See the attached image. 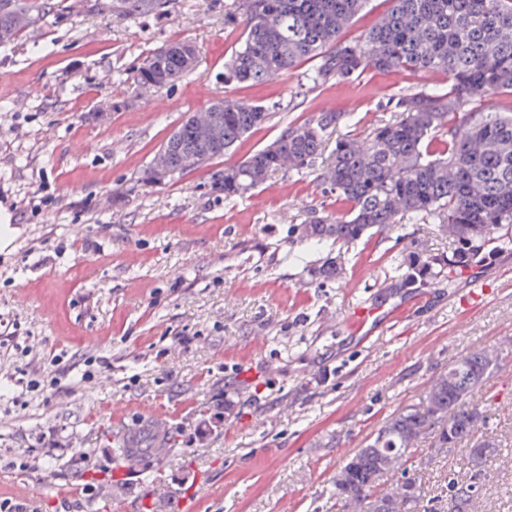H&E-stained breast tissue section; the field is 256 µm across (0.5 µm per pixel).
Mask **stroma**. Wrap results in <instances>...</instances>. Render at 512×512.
<instances>
[{"mask_svg": "<svg viewBox=\"0 0 512 512\" xmlns=\"http://www.w3.org/2000/svg\"><path fill=\"white\" fill-rule=\"evenodd\" d=\"M55 7L14 42L0 44V200L19 230L0 247V492L28 512H178L189 492L197 512H333L339 467L401 407L419 402L451 361L512 336V245L485 244L449 266L427 301L361 338L356 307L369 305L390 259L411 245L452 254L434 224L396 225L341 249L343 274L316 267L326 249L300 242L296 225L341 210L323 164L275 173L241 197L213 192L206 172L161 184L139 172L189 113L220 98L262 105L270 121L214 168L272 142L291 122L333 102L347 132L393 117L389 98L444 87L440 72L365 70L312 86L305 61L272 81L224 80L241 30L225 24L234 0H168L131 17L94 0ZM189 40L199 63L159 90L150 106L132 71L152 50ZM119 103L100 117L101 103ZM492 277L477 308L460 297L476 275ZM5 336L26 345L15 360ZM67 371L54 395L21 394L20 372ZM107 368L82 380L87 358ZM491 413L503 455L475 512H512V351L474 392ZM213 428L199 435L198 424ZM164 425L166 456L127 463L108 479L115 438ZM62 444L46 455L41 440ZM460 452H417L427 500L448 512L449 472L468 474ZM68 487L58 500L54 489Z\"/></svg>", "mask_w": 512, "mask_h": 512, "instance_id": "35a3bbf8", "label": "stroma"}]
</instances>
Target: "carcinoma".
Returning a JSON list of instances; mask_svg holds the SVG:
<instances>
[{
    "mask_svg": "<svg viewBox=\"0 0 512 512\" xmlns=\"http://www.w3.org/2000/svg\"><path fill=\"white\" fill-rule=\"evenodd\" d=\"M367 0H239L224 22L243 26L238 47L224 62V80L259 83L316 59L313 84L348 80L367 68L436 71L448 89H421L398 97L395 116L364 137L336 140L326 160L329 191L347 207L342 215L313 216L300 225L302 240L330 249L385 234L396 224H436L457 246L452 258L427 255L416 246L401 253L398 269L380 285L376 298L396 296L439 283L448 264H464L501 225L512 224V112H478L483 99L512 94V0H389L380 22L363 37L342 34ZM166 0H108L118 16L161 11ZM51 10L49 0H0V43H10ZM196 46L168 42L149 53L133 73L134 83L160 90L193 69ZM219 142H206L184 120L159 152L171 176L206 167L271 118L261 105L222 98L206 108ZM344 119L339 112L286 127L270 144L242 161L209 174L211 189L224 198L245 194L288 167L301 170L322 155L326 130ZM501 361L492 348L474 349L448 364L422 402L391 415L376 437L343 463L336 475V512H400L417 508L422 487L407 468L423 443L433 448L471 445L469 481L448 477L454 512H469L479 485L490 480L475 438L487 428V410L468 398L486 372ZM400 474L388 485L384 474Z\"/></svg>",
    "mask_w": 512,
    "mask_h": 512,
    "instance_id": "obj_1",
    "label": "carcinoma"
}]
</instances>
